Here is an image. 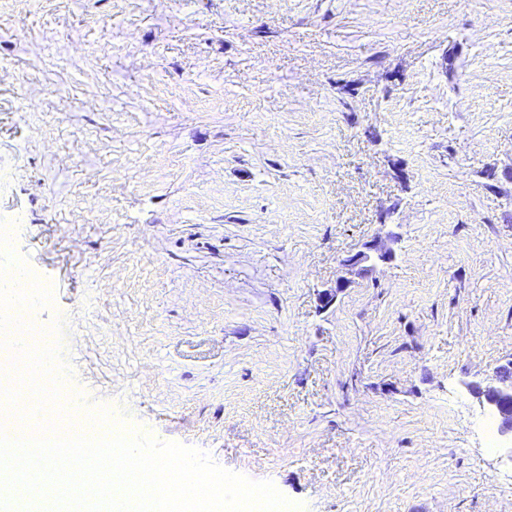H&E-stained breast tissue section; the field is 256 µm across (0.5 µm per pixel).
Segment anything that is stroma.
I'll use <instances>...</instances> for the list:
<instances>
[{"label":"stroma","mask_w":512,"mask_h":512,"mask_svg":"<svg viewBox=\"0 0 512 512\" xmlns=\"http://www.w3.org/2000/svg\"><path fill=\"white\" fill-rule=\"evenodd\" d=\"M0 220L85 411L301 512H512V0H0ZM393 257L394 249L387 241L380 239L364 244L363 249L347 258L343 265L348 270L355 269L359 275H367L374 270L376 261L388 263ZM479 398H483L500 419L499 433L512 438V363L499 366L481 383L472 385Z\"/></svg>","instance_id":"35a3bbf8"}]
</instances>
